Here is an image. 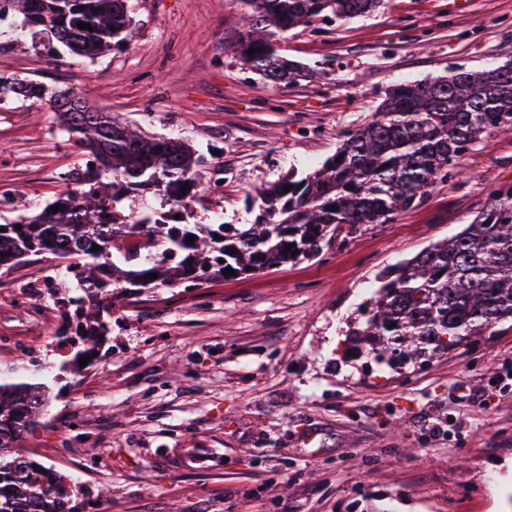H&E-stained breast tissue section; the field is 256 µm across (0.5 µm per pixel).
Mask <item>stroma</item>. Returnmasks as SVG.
<instances>
[{
    "mask_svg": "<svg viewBox=\"0 0 512 512\" xmlns=\"http://www.w3.org/2000/svg\"><path fill=\"white\" fill-rule=\"evenodd\" d=\"M133 41L92 58L26 35L0 49V78L73 92L149 135L188 141L224 188L199 190L194 224H250L244 199L288 171L308 173L375 117L385 90L512 59V0H386L367 17L316 20L278 37L310 72L274 86L232 47L243 0H129ZM49 102L0 108V224L32 195L54 201L58 164L82 150ZM419 208L337 237L316 259L201 288L124 294L112 334L77 374L61 361L50 255L0 274V377L58 397L26 442L71 472L86 512H512V320L402 372L344 355L377 275L462 230L512 185V130L457 159Z\"/></svg>",
    "mask_w": 512,
    "mask_h": 512,
    "instance_id": "1",
    "label": "stroma"
}]
</instances>
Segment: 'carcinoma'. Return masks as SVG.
<instances>
[{"mask_svg":"<svg viewBox=\"0 0 512 512\" xmlns=\"http://www.w3.org/2000/svg\"><path fill=\"white\" fill-rule=\"evenodd\" d=\"M8 2L28 27L52 32L78 56L94 57L130 34L128 0ZM247 2L251 13L243 17L234 52L275 85L307 76L304 67L274 48L278 35L319 17L354 18L382 5V0ZM80 22L93 31L79 29ZM509 71L512 63L457 69L391 87L377 116L351 133L319 170L299 179L288 175L247 199L248 208L258 209L253 223L219 224L212 235L191 243L175 225L156 220L154 209L139 212L137 224L118 220L140 194L150 192L166 205L183 201L179 190L196 185L202 165L192 147L145 136L79 99L53 95L55 122L87 155L86 168L73 173L74 181L90 186L64 191L55 200L60 205L55 213L45 208L0 224V265L10 270L44 253L64 260L72 276L68 290L57 296L50 280L45 288L62 309L63 340L77 365L107 343L117 288L186 283L198 288L224 277L228 267L239 275L312 260L344 228L350 234L361 224L386 223L418 208L470 145L491 129L512 128ZM124 234L145 241L127 246L119 241ZM94 244L100 250H92ZM150 273L157 278L146 279ZM371 303L352 330L356 347H369L376 363L395 368L444 355L512 319V186L494 190L452 238L385 270ZM51 399L43 382L0 381V512H85V490L22 448Z\"/></svg>","mask_w":512,"mask_h":512,"instance_id":"obj_1","label":"carcinoma"}]
</instances>
